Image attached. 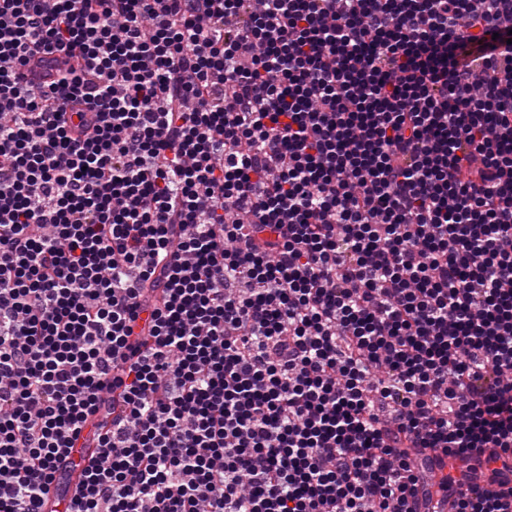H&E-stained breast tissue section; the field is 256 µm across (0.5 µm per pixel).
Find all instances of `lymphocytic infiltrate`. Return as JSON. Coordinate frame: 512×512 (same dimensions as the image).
Segmentation results:
<instances>
[{
    "instance_id": "obj_1",
    "label": "lymphocytic infiltrate",
    "mask_w": 512,
    "mask_h": 512,
    "mask_svg": "<svg viewBox=\"0 0 512 512\" xmlns=\"http://www.w3.org/2000/svg\"><path fill=\"white\" fill-rule=\"evenodd\" d=\"M247 2L0 0V512L512 469V0ZM425 460L427 475L432 481H438L444 475H451L457 479L465 474L469 475L468 483L473 487L472 492L488 495L498 489L497 483H491L478 474L469 470L471 463L467 459L448 458L443 454L427 450L421 455Z\"/></svg>"
}]
</instances>
